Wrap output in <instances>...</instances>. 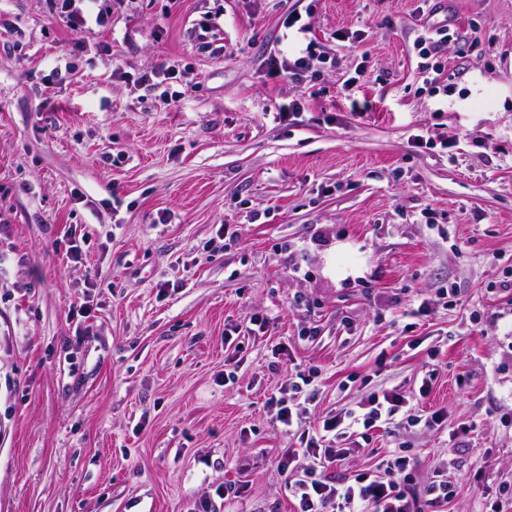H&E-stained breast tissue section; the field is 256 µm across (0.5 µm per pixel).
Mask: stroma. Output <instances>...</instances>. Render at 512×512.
Listing matches in <instances>:
<instances>
[{
    "label": "stroma",
    "mask_w": 512,
    "mask_h": 512,
    "mask_svg": "<svg viewBox=\"0 0 512 512\" xmlns=\"http://www.w3.org/2000/svg\"><path fill=\"white\" fill-rule=\"evenodd\" d=\"M437 4L468 37L444 93L420 0H98L75 33L0 0V512H294L267 399L311 366V424L432 375L443 423L378 429L336 474L400 448L448 512H486L512 481V0ZM292 11L335 60L305 84L265 66ZM422 28L421 33L413 42V49L418 59L417 68L427 75L428 83L439 91L444 71L438 60L441 48L448 42H460L462 38L466 40V36L461 35L458 30L452 29L448 23L426 25Z\"/></svg>",
    "instance_id": "35a3bbf8"
}]
</instances>
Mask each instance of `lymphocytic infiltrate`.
<instances>
[{
    "label": "lymphocytic infiltrate",
    "mask_w": 512,
    "mask_h": 512,
    "mask_svg": "<svg viewBox=\"0 0 512 512\" xmlns=\"http://www.w3.org/2000/svg\"><path fill=\"white\" fill-rule=\"evenodd\" d=\"M283 26L293 36L292 57L270 56L268 70L288 82L307 81L316 62L324 55L312 34L310 22L301 14H288ZM458 30L449 25H427L413 42L418 59L417 67L425 73L430 85L441 83L443 68L438 60L442 47L449 42L461 41ZM313 376L301 371L289 374L278 395L270 403L277 408V418L286 431H297L303 455L307 460L299 477L291 480L295 512H447L455 492L445 480L427 484L423 496L410 492L409 456L395 450L374 466L360 469L335 480L332 469L341 465L348 451L343 444L352 438L368 439L370 431L388 427L409 398L398 387L371 392L358 408L324 416L315 431L302 429L301 422L316 392Z\"/></svg>",
    "instance_id": "1"
}]
</instances>
